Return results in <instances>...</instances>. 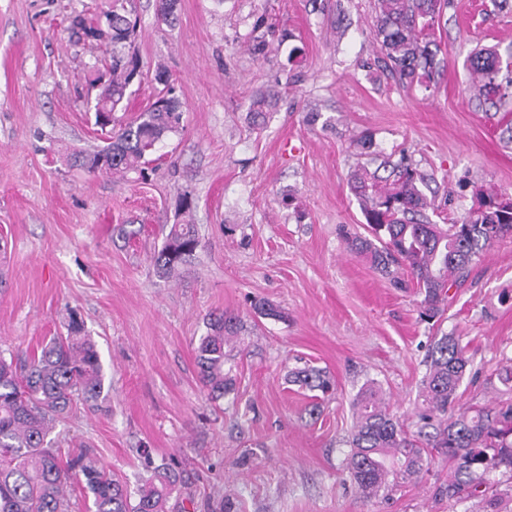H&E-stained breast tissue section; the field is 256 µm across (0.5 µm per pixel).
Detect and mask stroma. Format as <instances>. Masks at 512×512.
<instances>
[{
	"label": "stroma",
	"instance_id": "35a3bbf8",
	"mask_svg": "<svg viewBox=\"0 0 512 512\" xmlns=\"http://www.w3.org/2000/svg\"><path fill=\"white\" fill-rule=\"evenodd\" d=\"M113 0H0V350L27 357L77 314L96 342L107 397L51 433L61 455L87 448L130 489L152 466L184 483L170 512H512L478 492L448 497V461L420 481L363 498L342 462L352 400L369 381L412 423L433 337H460L478 372L461 406L501 396L512 361V238L491 244L431 321L420 297L351 252L365 234L352 174L376 154L430 175L437 221L477 203L476 188L512 194V143L478 96L469 60L512 50V0H448L435 23L430 86L401 83L375 32L378 0H123L137 20L121 53L140 74L130 119L166 71L182 105L176 133L139 169L90 174L73 154L102 146L88 108L110 79L112 48L85 42L71 17ZM280 96L250 129L255 97ZM200 245L172 277L152 262L170 225ZM279 317L256 313L257 300ZM237 318L226 363L232 393L200 386L196 348L213 313ZM335 382L318 417L291 370Z\"/></svg>",
	"mask_w": 512,
	"mask_h": 512
}]
</instances>
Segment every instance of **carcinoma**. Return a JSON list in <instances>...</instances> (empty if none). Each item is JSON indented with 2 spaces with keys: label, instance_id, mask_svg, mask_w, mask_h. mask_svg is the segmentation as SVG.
Returning <instances> with one entry per match:
<instances>
[{
  "label": "carcinoma",
  "instance_id": "1",
  "mask_svg": "<svg viewBox=\"0 0 512 512\" xmlns=\"http://www.w3.org/2000/svg\"><path fill=\"white\" fill-rule=\"evenodd\" d=\"M445 0H379L376 36L381 50L399 79L407 84L431 81L435 54L431 30ZM108 29L77 16L76 33L99 41L108 38L116 47L130 37L135 22L125 8L113 7L105 15ZM478 78V95L489 102L501 99L497 83L499 61L492 53L476 52L471 59ZM137 74L134 61L112 55V82L100 95L111 111L125 96ZM270 101L257 98L249 112L254 127H262ZM180 102L172 89L134 118L113 123L110 142L82 157L81 166L97 172L99 157L112 155V171L133 169L155 151L159 142L177 132ZM387 172L361 168L352 176L351 189L359 199L370 237L346 238L351 251L362 255L395 285L408 283L422 296V314L433 318L442 311L449 286L463 280L475 257L495 241L512 235V214L498 211L495 193L478 200L459 224H434L424 188L427 175L409 164H379ZM200 245L191 224H172L163 247L154 255L156 271L174 274ZM406 272L407 279L397 275ZM236 328L235 318L217 315L200 339L197 366L207 396L218 400L234 386L224 372V345ZM430 368L422 383V407L414 430L400 423L388 410L379 389L368 384L355 395V422L347 443L345 469L365 498L391 492L429 471V457L448 458L453 475L448 496L486 485L501 473L512 478V401L495 399L482 405L457 407L459 389L471 373L466 348L454 336L443 335L430 344ZM290 381L312 392L315 402L309 415L319 414L317 400L334 390L322 369L307 367L289 373ZM105 374L96 343L84 325L71 317L67 334L56 336L39 352L17 363L15 355L0 352V512H72L67 491L69 473L81 476L89 512H166L177 475L167 466L154 468L153 477L131 497L127 486L96 461L79 452L62 461L47 437L77 404L99 408Z\"/></svg>",
  "mask_w": 512,
  "mask_h": 512
}]
</instances>
